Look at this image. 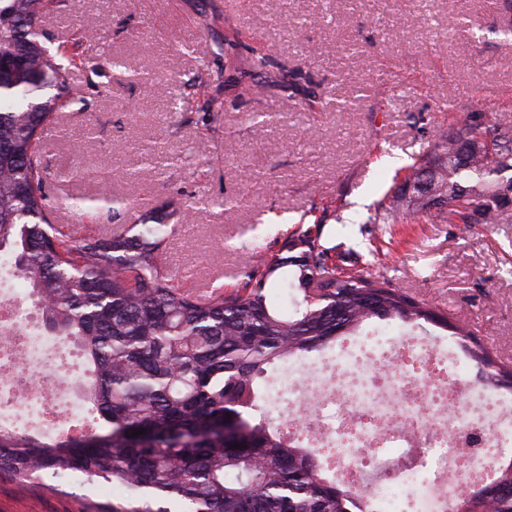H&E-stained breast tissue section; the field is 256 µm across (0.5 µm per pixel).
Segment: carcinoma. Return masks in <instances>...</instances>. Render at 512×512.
I'll return each mask as SVG.
<instances>
[{
    "label": "carcinoma",
    "mask_w": 512,
    "mask_h": 512,
    "mask_svg": "<svg viewBox=\"0 0 512 512\" xmlns=\"http://www.w3.org/2000/svg\"><path fill=\"white\" fill-rule=\"evenodd\" d=\"M50 0H0V251L40 300L44 330L74 339L87 370L83 397L105 433L23 435L0 422V475L26 486L49 471L78 472L124 496L92 512H370L367 493L329 479L302 434L273 423L266 394L281 363L321 352L375 319L414 328L420 321L465 339L484 389H503L512 366L419 300L363 271H344L308 229L273 254L230 295L169 287L158 261L168 225L153 218L121 233L74 238L50 222L72 212L124 209L107 194L53 198L38 158L39 135L67 105L75 56L42 40ZM113 81L137 75L121 59ZM248 94L275 87L306 99V75L272 68L256 51ZM512 132L492 109L463 112L438 136L404 187L377 203L373 223L402 224L436 212L448 224H512ZM286 270L293 311L270 304L265 288ZM144 433L133 436V432ZM239 448H234V445ZM512 458L494 462L483 512H512Z\"/></svg>",
    "instance_id": "cac0c4a2"
}]
</instances>
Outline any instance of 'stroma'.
Returning a JSON list of instances; mask_svg holds the SVG:
<instances>
[{
	"instance_id": "stroma-1",
	"label": "stroma",
	"mask_w": 512,
	"mask_h": 512,
	"mask_svg": "<svg viewBox=\"0 0 512 512\" xmlns=\"http://www.w3.org/2000/svg\"><path fill=\"white\" fill-rule=\"evenodd\" d=\"M512 0H53L42 28L81 37L70 106L38 153L55 196L123 199L130 215L173 225L160 263L180 288H240L259 257L314 228L343 267L380 258L391 283L465 325L512 364V224L461 230L436 218L375 224L374 205L404 182L460 110H502L512 129ZM240 58L303 71L325 109L268 89L224 86V31ZM119 58L138 71L112 81ZM219 102L217 121L205 118ZM270 113L265 126L250 114ZM156 161L143 163L142 151ZM226 200L228 209L218 208ZM130 215L97 211L66 234L115 232ZM50 474L20 488L0 476V512H86L111 502Z\"/></svg>"
}]
</instances>
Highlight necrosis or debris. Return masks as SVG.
<instances>
[{
	"mask_svg": "<svg viewBox=\"0 0 512 512\" xmlns=\"http://www.w3.org/2000/svg\"><path fill=\"white\" fill-rule=\"evenodd\" d=\"M40 302L19 278L0 289V414L66 423L82 365L77 345L40 331ZM443 337L354 336L306 378L271 388V409L305 426L346 481L367 486L376 512H450L495 449L512 446V397L459 381L465 358Z\"/></svg>",
	"mask_w": 512,
	"mask_h": 512,
	"instance_id": "1",
	"label": "necrosis or debris"
}]
</instances>
